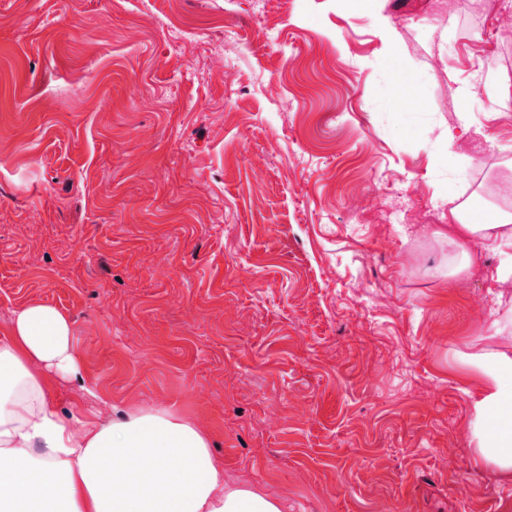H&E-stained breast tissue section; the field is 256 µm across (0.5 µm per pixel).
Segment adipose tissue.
<instances>
[{
  "label": "adipose tissue",
  "mask_w": 512,
  "mask_h": 512,
  "mask_svg": "<svg viewBox=\"0 0 512 512\" xmlns=\"http://www.w3.org/2000/svg\"><path fill=\"white\" fill-rule=\"evenodd\" d=\"M498 258L489 274L497 334L512 330V214L467 224ZM70 320L57 308L13 313L0 336V512H281L280 501L225 480L209 437L172 408L151 405L121 419L62 414L55 374L77 377L81 356ZM481 374L470 408L474 457L512 474V354L463 353Z\"/></svg>",
  "instance_id": "obj_1"
}]
</instances>
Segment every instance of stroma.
Segmentation results:
<instances>
[{
  "label": "stroma",
  "instance_id": "35a3bbf8",
  "mask_svg": "<svg viewBox=\"0 0 512 512\" xmlns=\"http://www.w3.org/2000/svg\"><path fill=\"white\" fill-rule=\"evenodd\" d=\"M460 4L0 0V334L69 318L63 410L172 407L282 512H512L456 361L507 347L483 253L416 229L512 165V0Z\"/></svg>",
  "mask_w": 512,
  "mask_h": 512
}]
</instances>
